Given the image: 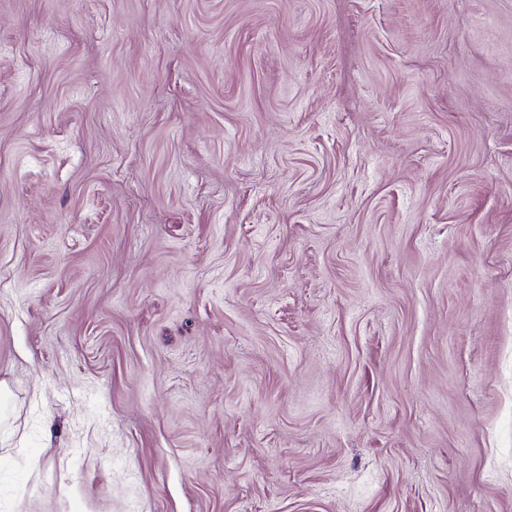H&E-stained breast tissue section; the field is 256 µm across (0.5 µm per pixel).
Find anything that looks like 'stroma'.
<instances>
[{
	"instance_id": "1",
	"label": "stroma",
	"mask_w": 512,
	"mask_h": 512,
	"mask_svg": "<svg viewBox=\"0 0 512 512\" xmlns=\"http://www.w3.org/2000/svg\"><path fill=\"white\" fill-rule=\"evenodd\" d=\"M0 512H512V0H0Z\"/></svg>"
}]
</instances>
